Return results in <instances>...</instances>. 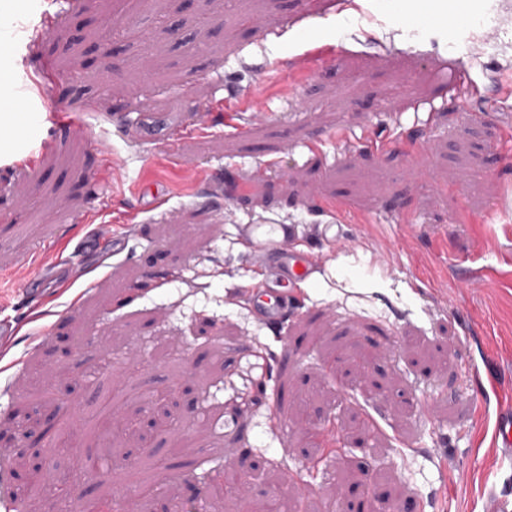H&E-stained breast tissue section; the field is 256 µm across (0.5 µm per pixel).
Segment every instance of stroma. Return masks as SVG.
Instances as JSON below:
<instances>
[{"mask_svg": "<svg viewBox=\"0 0 512 512\" xmlns=\"http://www.w3.org/2000/svg\"><path fill=\"white\" fill-rule=\"evenodd\" d=\"M359 2L50 0L38 34L0 0L27 27L8 71L53 68L47 107L70 120L0 141V319L22 324L0 349L6 512H161L175 494L255 512L276 493L284 512H484L490 487L512 491L492 441L512 410V0ZM231 92L256 105L236 128L210 109ZM194 110L205 128L168 143ZM253 167L263 189L226 197ZM326 196L366 218L340 247ZM282 223L322 272L274 331L242 300L238 227ZM105 411L138 426L128 458L154 449L153 495L83 474ZM49 454L70 497L24 491Z\"/></svg>", "mask_w": 512, "mask_h": 512, "instance_id": "obj_1", "label": "stroma"}]
</instances>
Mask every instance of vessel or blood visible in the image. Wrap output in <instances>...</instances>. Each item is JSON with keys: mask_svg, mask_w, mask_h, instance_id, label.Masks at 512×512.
I'll return each mask as SVG.
<instances>
[{"mask_svg": "<svg viewBox=\"0 0 512 512\" xmlns=\"http://www.w3.org/2000/svg\"><path fill=\"white\" fill-rule=\"evenodd\" d=\"M53 82L49 71L40 76L25 75L10 92L14 111L32 114L39 107L42 90ZM240 240L252 260L254 275L244 298L253 317L262 324L279 328L288 317V296L280 284L299 288L322 271L308 237L295 224H244ZM493 439L502 458L512 459V411L497 413Z\"/></svg>", "mask_w": 512, "mask_h": 512, "instance_id": "1", "label": "vessel or blood"}]
</instances>
